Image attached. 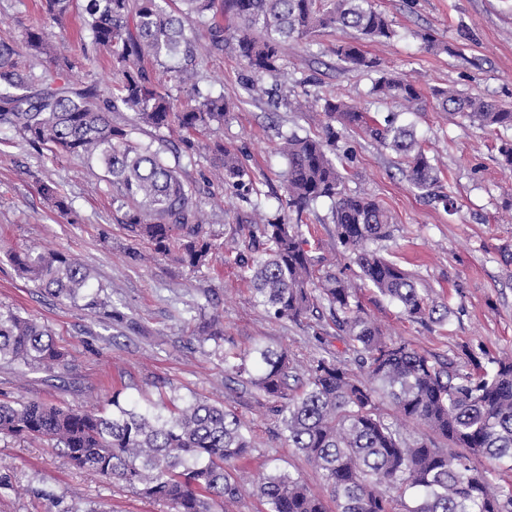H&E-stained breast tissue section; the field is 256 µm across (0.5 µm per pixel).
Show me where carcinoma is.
<instances>
[{"mask_svg":"<svg viewBox=\"0 0 512 512\" xmlns=\"http://www.w3.org/2000/svg\"><path fill=\"white\" fill-rule=\"evenodd\" d=\"M49 21L63 26L69 0H44ZM227 14V23L217 20ZM83 26L91 43L108 52L114 84L98 89L69 86L72 67L54 57L55 74L36 77L18 69L15 50L0 44V127L30 145L97 162L112 184V206L134 238L154 244L162 255L179 244V260L198 268L212 250L196 191L181 178L160 146L133 143L112 125L110 114L131 112L155 130L202 132L230 112L224 96L198 88L201 49L224 51L230 32L243 68L241 83L251 99L270 94L263 79L283 70L285 46L328 28L357 33L336 48L349 70L378 73L371 96L403 112H423L425 101L413 81L378 69L361 48L364 41L394 36L372 0H86ZM49 32L28 34L32 57L50 52ZM172 73L175 87L190 91L183 105L155 82L147 65ZM438 109L481 128H512V111L494 101L453 89L433 91ZM328 118L322 134L284 135L277 146L286 160L284 200L272 219H248L257 257L240 258L255 301L277 319L297 321L325 303L356 354L359 375L334 357L300 366L286 348L258 343L244 354L225 353V371L247 376L263 397L276 402L288 447L320 473L336 512H512V484L474 472L471 460L512 467V356L494 360L487 372L453 358L439 359L393 340L355 301L370 285L413 322L448 318L417 288L412 276L373 245L391 235L390 216L373 198L346 189L344 167L336 162L344 132L361 129L401 155L411 186L430 194L438 169L411 125L396 114L378 120L326 94ZM181 154L201 150L213 156L224 191L241 197L253 191L242 149L215 141L202 145L183 136ZM40 192L62 216L72 204L54 182ZM323 199L341 254L360 274L354 280L331 268L320 271L303 248L299 224ZM17 270L55 297L83 299L85 307L105 305L88 268L62 252L26 249L13 255ZM224 339L221 316L198 330L201 343ZM16 363L56 377L62 354L49 327L0 306V362ZM301 380L293 393L289 379ZM112 412L79 410L39 401H0V436L42 439L73 466L168 504L171 512H216L241 496L237 465L255 451L251 428L232 410L194 398L168 408L139 411L112 396ZM252 493L266 512H328L322 496L300 476L275 468L259 477Z\"/></svg>","mask_w":512,"mask_h":512,"instance_id":"carcinoma-1","label":"carcinoma"}]
</instances>
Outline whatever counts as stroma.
Here are the masks:
<instances>
[{"label":"stroma","instance_id":"35a3bbf8","mask_svg":"<svg viewBox=\"0 0 512 512\" xmlns=\"http://www.w3.org/2000/svg\"><path fill=\"white\" fill-rule=\"evenodd\" d=\"M40 0H0V42L23 48L28 33L44 18ZM395 35L367 41L363 49L381 70L415 80L424 99L437 88L496 100L512 108V0H373ZM84 0H72L69 29L59 43L82 86L112 84L105 50L76 34ZM432 43H425L424 34ZM352 31L324 29L306 43L289 45L278 76L286 104L271 109L248 99L241 87L242 66L232 45L205 56L202 92L224 96L233 109L224 125L198 133L202 142H235L245 151L257 200L274 215L283 195L286 167L277 151L278 132L321 134L327 118L316 97L338 92L349 102L386 115L389 104L371 102L373 73L343 70L334 49L352 40ZM425 140L440 170L435 199L419 196L405 176V164L362 130L346 132L353 149L347 187L375 197L392 217L390 238L380 252L414 275L430 298L447 304L444 323L412 322L396 303L373 288L359 290L357 302L418 351L444 359L474 354L484 368L512 353V170L501 164L499 148L512 130L481 129L466 119L448 118L434 107L405 113ZM185 182L193 185L209 222L214 244L207 265L190 269L137 240L118 220L112 187L95 164L69 154L32 148L15 131L0 128V306L19 310L48 325L65 354L62 378L41 371L0 365V400H40L79 409L110 410L113 392L141 408L159 398L201 397L235 411L253 429L256 450L240 462L243 485L259 473L282 466L299 473L318 494L327 489L306 458L287 447L273 404L251 384L232 379L225 351L242 352L255 342L288 348L300 362L353 356L336 336L329 311L298 322L270 317L258 306L236 263L249 243L248 225L237 216L246 202L207 184L212 159H181ZM57 183L72 203L63 216L40 195L41 183ZM451 195L453 209L438 197ZM304 248L316 264L335 263L348 277L358 267L341 257L331 203L319 201L300 227ZM30 247L60 251L88 267L102 287L104 308L84 309L82 300L54 297L21 276L11 261ZM224 319L225 350L199 343L204 316ZM0 512H171L123 484L72 467L32 438L0 437Z\"/></svg>","mask_w":512,"mask_h":512}]
</instances>
